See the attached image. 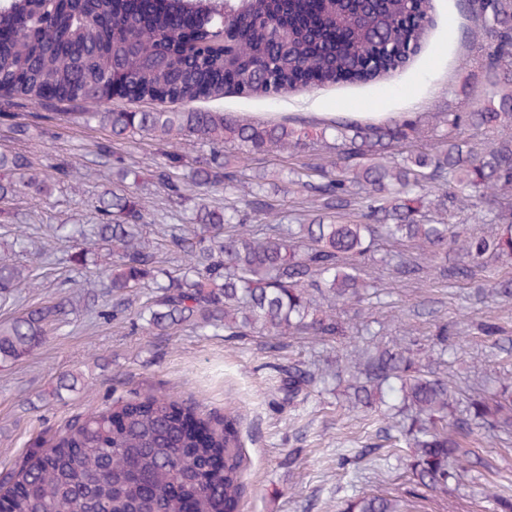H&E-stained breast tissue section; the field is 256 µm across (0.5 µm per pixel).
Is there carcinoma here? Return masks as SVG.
<instances>
[{
    "instance_id": "cac0c4a2",
    "label": "carcinoma",
    "mask_w": 512,
    "mask_h": 512,
    "mask_svg": "<svg viewBox=\"0 0 512 512\" xmlns=\"http://www.w3.org/2000/svg\"><path fill=\"white\" fill-rule=\"evenodd\" d=\"M431 0H0V101L48 105L47 123L110 130L98 155L124 140L160 144L186 136L210 149L192 182L222 188L238 200L201 201L187 224H166L181 271L173 276L142 237L151 214L131 191H108L92 202V237L111 246L103 267L86 269L83 287L100 278L128 297L149 289L155 330L188 322L228 336L299 334L352 338L365 322L340 311L370 299L365 261L417 280L426 269L449 280H473L512 260V0H472L489 40L481 55L490 86L468 112H436L422 121L382 125L261 122L222 112H109L114 99L193 103L230 90L284 94L297 88L365 83L404 66L422 43ZM496 134L482 149L467 133ZM421 141L406 156L400 148ZM232 147L231 153L224 146ZM322 159L289 169L285 191L309 205L295 224L260 187L247 185L241 163L273 151ZM178 153L152 172L170 204L185 198ZM68 159L54 174L34 168L22 152H0V203L22 193H50L49 182L72 176ZM486 201L483 223L468 233L439 214ZM407 243L408 257L377 256V242ZM34 265L0 262V297L34 287ZM491 294L512 298L511 279H489ZM81 302L34 307L0 325V363H14L42 345L51 326ZM473 334H502L483 320ZM460 331L436 326L433 346L445 353ZM352 404L398 399L411 412L412 441L403 465L416 485L447 492L467 472L461 440L474 427L512 434V382L470 399L468 413L449 411L454 390L408 348L378 347L346 358ZM323 375L288 366V400ZM243 452L235 423L203 418L197 407L149 393L72 415L38 440L17 468L0 473V512H235ZM341 512H422L383 491L349 499Z\"/></svg>"
}]
</instances>
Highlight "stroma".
<instances>
[{
  "label": "stroma",
  "instance_id": "35a3bbf8",
  "mask_svg": "<svg viewBox=\"0 0 512 512\" xmlns=\"http://www.w3.org/2000/svg\"><path fill=\"white\" fill-rule=\"evenodd\" d=\"M466 0H432L431 23L420 51L403 67L367 83L300 89L281 95L234 91L218 100H200L194 107L230 112L259 121L340 118L383 123L388 118L427 119L448 106L467 111L485 89L480 55L474 41L480 24L468 13ZM109 137L99 126L50 127L26 142L14 138L10 120L0 117V151H26L34 166L50 172L59 159L74 160L80 176L57 185L51 197L26 194L0 216V261L26 264L42 253L38 285L20 297L0 302V322L25 309L50 305L72 294L82 274L72 256L84 252L103 260L105 245L71 241L50 233L59 224H92L90 202L112 179L110 164L96 153ZM177 150L195 166L203 147L181 140L168 147L144 140L120 144L116 152L140 172L138 195L148 202L155 222L143 229L170 271H178L162 224L186 223L190 210L169 206L150 181L155 165ZM27 227V252L13 244L16 226ZM375 292L362 316L383 341H400L420 352L424 363L448 376L458 391V412H465L470 386H496L512 375V356L476 337L463 348L439 354L431 338L438 322L460 329L491 316L512 337V300L485 298L475 283L429 278L422 288L404 285L385 268L371 266ZM146 294L131 297L121 314L112 299L100 294L93 308H78L63 324L52 327L46 341L19 362L0 367V472L13 469L36 438L58 429L78 412L91 413L113 398L154 391L175 400L195 402L207 414L240 419L246 456L244 494L238 512H337L344 501L379 485L398 494L413 491L397 460L406 443L397 422H385L373 410L349 407L345 382L336 380L340 359L351 345L369 344V337L315 342L301 336L253 333L227 336L181 324L167 333L149 330L141 317ZM316 366L330 374L328 382L287 400L281 370L288 364ZM80 371L84 384L53 395L59 378ZM474 465L447 495L431 498L428 512H495L491 485L512 496V436L476 429L463 445Z\"/></svg>",
  "mask_w": 512,
  "mask_h": 512
}]
</instances>
